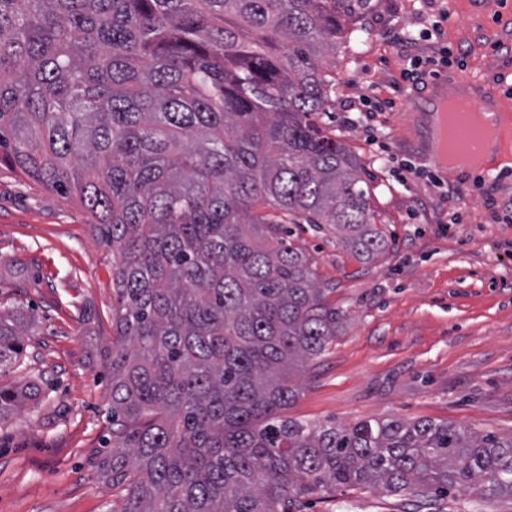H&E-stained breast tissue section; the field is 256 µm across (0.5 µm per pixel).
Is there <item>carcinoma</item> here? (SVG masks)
Segmentation results:
<instances>
[{
    "label": "carcinoma",
    "mask_w": 512,
    "mask_h": 512,
    "mask_svg": "<svg viewBox=\"0 0 512 512\" xmlns=\"http://www.w3.org/2000/svg\"><path fill=\"white\" fill-rule=\"evenodd\" d=\"M351 0H0V162L72 192L116 249L112 449L122 512H293L338 487L512 498V436L284 415L344 312L287 224L387 245L366 174L316 117ZM33 327L0 314V371ZM42 389L0 384V424Z\"/></svg>",
    "instance_id": "carcinoma-1"
}]
</instances>
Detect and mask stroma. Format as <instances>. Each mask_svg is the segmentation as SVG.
<instances>
[{
    "label": "stroma",
    "mask_w": 512,
    "mask_h": 512,
    "mask_svg": "<svg viewBox=\"0 0 512 512\" xmlns=\"http://www.w3.org/2000/svg\"><path fill=\"white\" fill-rule=\"evenodd\" d=\"M446 11L459 24L418 42L415 53L444 42L468 70L512 83V42L489 50L477 34L480 16L456 0H356L340 14L327 70L336 95L317 123L361 160L388 246L360 261L335 231L293 225V244L334 284L331 299L347 320L301 378L289 417L427 419L512 435V147L502 150L499 178L443 177L419 153L405 110L363 127L347 119L368 99L404 102L405 51L394 38ZM452 190L464 200L457 214L448 207ZM91 222L77 198L0 164V312L21 305L37 323L22 365L5 380L38 378L43 388L38 407L0 425V512H121L124 503L97 472L109 438L99 350L112 339L116 258ZM299 512H512V499L427 501L344 488L301 499Z\"/></svg>",
    "instance_id": "obj_1"
}]
</instances>
